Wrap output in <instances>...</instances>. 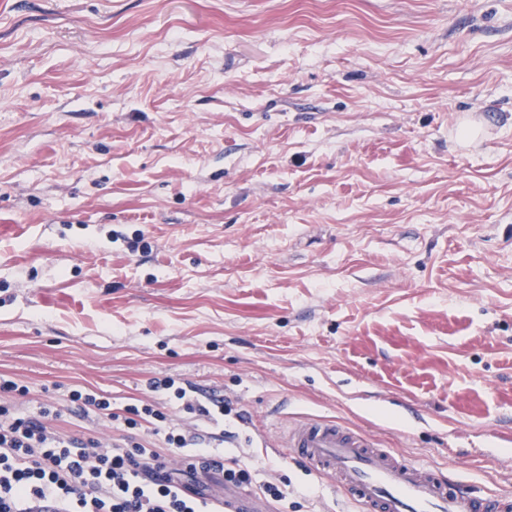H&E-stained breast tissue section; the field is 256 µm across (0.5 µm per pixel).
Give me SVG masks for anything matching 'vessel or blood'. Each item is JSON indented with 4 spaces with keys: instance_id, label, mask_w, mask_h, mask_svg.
<instances>
[{
    "instance_id": "1",
    "label": "vessel or blood",
    "mask_w": 512,
    "mask_h": 512,
    "mask_svg": "<svg viewBox=\"0 0 512 512\" xmlns=\"http://www.w3.org/2000/svg\"><path fill=\"white\" fill-rule=\"evenodd\" d=\"M282 445L289 457L322 476L338 478L360 512H512V498L473 496L432 466L417 464L380 447L364 430L335 420L304 417L287 424ZM263 502L233 486L224 488V512H262Z\"/></svg>"
}]
</instances>
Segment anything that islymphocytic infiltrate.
<instances>
[{
	"instance_id": "lymphocytic-infiltrate-1",
	"label": "lymphocytic infiltrate",
	"mask_w": 512,
	"mask_h": 512,
	"mask_svg": "<svg viewBox=\"0 0 512 512\" xmlns=\"http://www.w3.org/2000/svg\"><path fill=\"white\" fill-rule=\"evenodd\" d=\"M25 386L0 377V512H36L44 502L61 512H222L223 499L207 492L211 482L238 488L256 485L264 500L279 503L288 493L271 480L253 481L244 460L223 457L205 435L168 428L154 405L116 410L110 397L73 389L70 402L135 428L152 421L153 440L103 444L92 434L69 435L49 421V409L32 415L18 411L12 395ZM182 461L171 468V458Z\"/></svg>"
}]
</instances>
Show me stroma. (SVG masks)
I'll return each mask as SVG.
<instances>
[{
    "instance_id": "1",
    "label": "stroma",
    "mask_w": 512,
    "mask_h": 512,
    "mask_svg": "<svg viewBox=\"0 0 512 512\" xmlns=\"http://www.w3.org/2000/svg\"><path fill=\"white\" fill-rule=\"evenodd\" d=\"M0 376L224 396L284 512H357L307 414L512 494V0H0Z\"/></svg>"
}]
</instances>
